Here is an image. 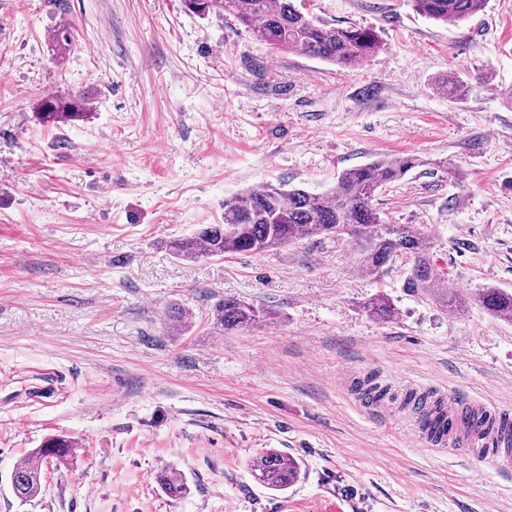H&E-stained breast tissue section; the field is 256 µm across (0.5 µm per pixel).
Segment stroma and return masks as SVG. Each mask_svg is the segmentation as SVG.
<instances>
[{"label": "stroma", "instance_id": "obj_1", "mask_svg": "<svg viewBox=\"0 0 512 512\" xmlns=\"http://www.w3.org/2000/svg\"><path fill=\"white\" fill-rule=\"evenodd\" d=\"M307 6L375 29L382 50L343 70L182 0H0V512H512V477L428 448L404 403L422 386L512 408V323L448 312L403 257L363 274L346 240L192 260L170 247L223 223L242 190L324 192L409 153L422 163L379 190L382 217L424 230L460 294L512 291V0L462 23L411 0ZM449 71L463 99L435 90ZM69 94L87 120H40ZM375 295L391 318L364 310ZM219 296L274 318L224 334L207 320ZM174 304L189 314L178 335ZM371 373L388 390L373 409L354 390ZM58 435L72 456L20 501L12 469ZM269 448L305 469L282 493L249 472ZM167 467L187 497L160 489ZM156 481L162 491L172 498H182L189 491L185 477L175 468L161 470L156 476Z\"/></svg>", "mask_w": 512, "mask_h": 512}]
</instances>
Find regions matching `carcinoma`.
<instances>
[{
	"label": "carcinoma",
	"instance_id": "carcinoma-1",
	"mask_svg": "<svg viewBox=\"0 0 512 512\" xmlns=\"http://www.w3.org/2000/svg\"><path fill=\"white\" fill-rule=\"evenodd\" d=\"M187 11L207 16H231L258 42L273 50L294 52L341 68H351L375 57L382 47L378 33L371 28L336 27L310 13L302 0H183ZM414 9L428 19L460 23L484 11L487 0H412ZM51 41L59 52L72 44V34L62 25ZM437 90L451 98L465 94L468 84L457 73L436 80ZM88 116L87 102L81 97H55L43 104L40 118L52 124H74ZM419 161L413 156L378 158L368 164L343 171L336 186L325 193L285 185L266 184L249 188L224 199V223L205 224L194 235L173 242L175 253L186 259L196 256L227 257L239 253L264 254L302 239L350 240L359 252V265L368 275L377 276L394 258L413 260L412 284L416 290L448 311L458 308V295L448 292L445 279L430 266L427 235L412 224H388L373 206L378 189L396 182ZM475 300L497 318L512 322V292L484 288ZM371 315L389 318L394 308L389 299L378 295L365 303ZM211 318L225 331L246 327L271 318L270 312L252 303L220 297L210 307ZM430 434L452 428L442 409L426 417ZM74 442L63 437L49 438L14 468L10 486L22 501L42 492V466L47 460L63 461L72 454ZM254 480L268 490L285 492L304 475L293 456L268 449L250 467ZM162 491L182 498L188 482L175 468L156 476Z\"/></svg>",
	"mask_w": 512,
	"mask_h": 512
}]
</instances>
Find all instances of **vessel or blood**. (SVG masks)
Returning a JSON list of instances; mask_svg holds the SVG:
<instances>
[{"label":"vessel or blood","mask_w":512,"mask_h":512,"mask_svg":"<svg viewBox=\"0 0 512 512\" xmlns=\"http://www.w3.org/2000/svg\"><path fill=\"white\" fill-rule=\"evenodd\" d=\"M447 414L457 428L459 454L490 461L501 475L512 474V411L459 395L449 399Z\"/></svg>","instance_id":"1"}]
</instances>
